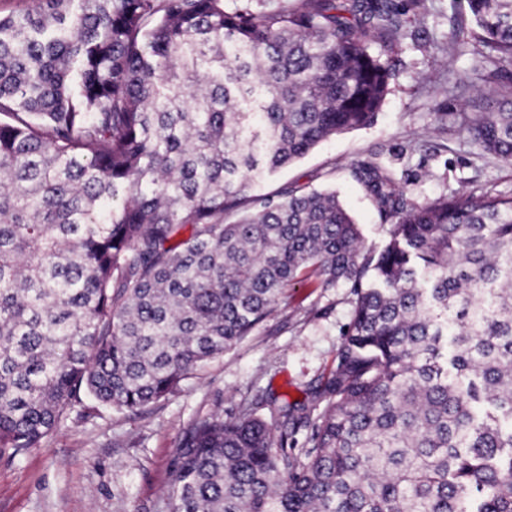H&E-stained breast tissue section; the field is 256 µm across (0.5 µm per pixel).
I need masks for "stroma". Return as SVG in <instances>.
I'll use <instances>...</instances> for the list:
<instances>
[{"label": "stroma", "mask_w": 512, "mask_h": 512, "mask_svg": "<svg viewBox=\"0 0 512 512\" xmlns=\"http://www.w3.org/2000/svg\"><path fill=\"white\" fill-rule=\"evenodd\" d=\"M463 0H427L405 16V36L379 54L395 73L370 126L320 143L304 158L256 183L252 197L286 185L331 189L366 245L388 241L371 199L348 167L377 158L407 182L414 201L470 193L512 196V164L482 156L459 124L512 63L489 62L471 34H456ZM463 89L449 95V81ZM349 290L316 279L289 287L278 309L223 356L203 364L168 399L132 414L85 401L42 447L0 454V512H169L166 491L175 450L189 421L213 412L236 416L245 401L273 393L312 408L336 369L351 319Z\"/></svg>", "instance_id": "1"}]
</instances>
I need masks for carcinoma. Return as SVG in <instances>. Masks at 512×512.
I'll list each match as a JSON object with an SVG mask.
<instances>
[{
	"label": "carcinoma",
	"mask_w": 512,
	"mask_h": 512,
	"mask_svg": "<svg viewBox=\"0 0 512 512\" xmlns=\"http://www.w3.org/2000/svg\"><path fill=\"white\" fill-rule=\"evenodd\" d=\"M39 2L0 13V452L85 396L165 400L309 272L353 296L325 408L192 419L170 512H512V197L417 204L353 162L389 224L377 253L334 192L249 196L374 121L393 72L371 45L425 0ZM467 7L512 61V0ZM490 94L461 126L511 164L512 80Z\"/></svg>",
	"instance_id": "carcinoma-1"
}]
</instances>
